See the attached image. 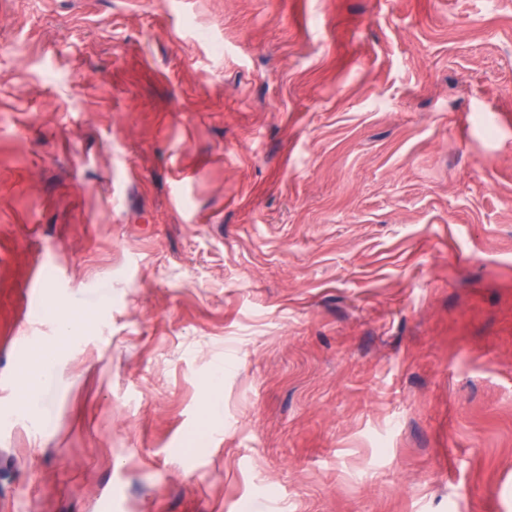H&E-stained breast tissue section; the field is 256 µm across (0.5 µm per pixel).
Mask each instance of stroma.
Returning <instances> with one entry per match:
<instances>
[{
	"label": "stroma",
	"mask_w": 512,
	"mask_h": 512,
	"mask_svg": "<svg viewBox=\"0 0 512 512\" xmlns=\"http://www.w3.org/2000/svg\"><path fill=\"white\" fill-rule=\"evenodd\" d=\"M107 493L512 512V0H0V512ZM59 322L61 325L59 336L56 337L50 348L53 351L52 358L56 359L61 357L65 347L70 343L72 338V336H70V332L81 324V319L77 315L70 313L69 310H65L60 314ZM45 348L36 350L29 362L20 374V384L16 396L19 408L27 413L37 416L33 393L45 382L51 380V368Z\"/></svg>",
	"instance_id": "35a3bbf8"
}]
</instances>
